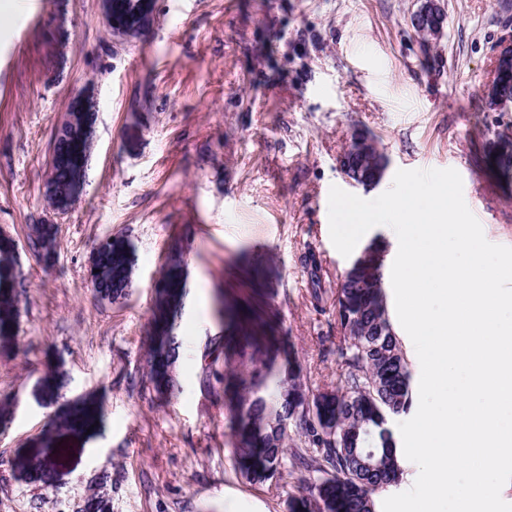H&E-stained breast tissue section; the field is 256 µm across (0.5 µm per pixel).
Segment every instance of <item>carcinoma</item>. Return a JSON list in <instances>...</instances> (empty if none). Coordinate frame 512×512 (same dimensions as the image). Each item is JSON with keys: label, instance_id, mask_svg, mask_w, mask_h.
<instances>
[{"label": "carcinoma", "instance_id": "obj_1", "mask_svg": "<svg viewBox=\"0 0 512 512\" xmlns=\"http://www.w3.org/2000/svg\"><path fill=\"white\" fill-rule=\"evenodd\" d=\"M91 141L65 132L56 145L53 189L45 194L50 205L67 198L77 178L86 177L83 157ZM492 172L512 190V140L501 136L490 146ZM36 236L28 246L46 261L55 252L39 250L48 239L56 243L53 224H35ZM108 243L92 250L100 280L97 292L118 300L127 295L135 269L134 247L122 236H107ZM165 292H156L153 333L148 336L146 362L149 382L159 392L179 389L175 375L179 341L175 335L187 293L183 249L171 250L162 275ZM28 287L15 273L13 251L0 245V338L13 334L19 318L18 295ZM331 296L340 309L336 326V384L314 388L301 379L291 354L275 336L257 330L242 336H219L211 341L224 355V371L215 369L219 358L202 367L201 383L224 382L227 415L234 423L231 445L237 472L253 484H266L289 475L298 494L288 501V512H376L374 494L396 484L402 476L391 419L412 406L411 373L406 353L393 330L383 273L355 269L341 276L332 294L313 289L316 303ZM64 381L51 377L40 385L41 399L55 402ZM104 416L88 398L71 402L50 435L51 457L33 462L37 475L47 481L57 459L69 448L64 435H81Z\"/></svg>", "mask_w": 512, "mask_h": 512}]
</instances>
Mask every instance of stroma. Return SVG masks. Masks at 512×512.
<instances>
[{"label":"stroma","instance_id":"stroma-1","mask_svg":"<svg viewBox=\"0 0 512 512\" xmlns=\"http://www.w3.org/2000/svg\"><path fill=\"white\" fill-rule=\"evenodd\" d=\"M23 0L0 15V239L28 288L0 340V512H287V481L236 471L224 387L199 381L210 339L241 320L292 349L312 386L336 382V308L316 304L307 257L335 290L351 266L333 246L331 186L370 200L401 169H455L486 239L512 247V191L484 158L512 137V112L482 109L512 0H441L437 36L411 25L417 0H153L133 37L108 30L100 0ZM99 112L86 186L69 213L42 193L50 144L75 91ZM376 136L382 181L352 188L337 158L353 128ZM34 224L57 227L56 255L29 249ZM123 235L137 263L125 299L88 281L96 239ZM188 295L177 322L178 393L148 382L154 284L174 245ZM238 308V321L219 305ZM63 374L57 402L39 385ZM99 401L104 424L74 440L50 484L30 469L68 402Z\"/></svg>","mask_w":512,"mask_h":512}]
</instances>
